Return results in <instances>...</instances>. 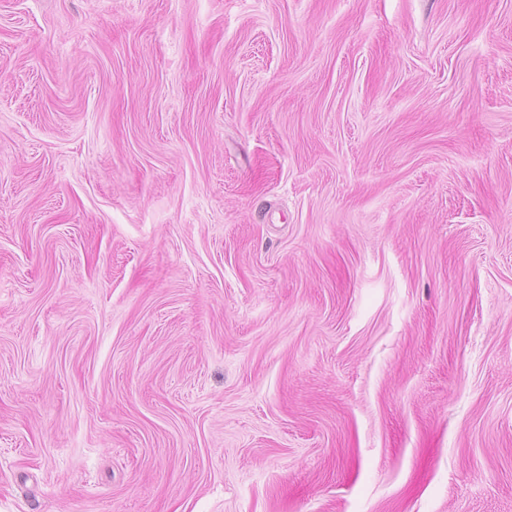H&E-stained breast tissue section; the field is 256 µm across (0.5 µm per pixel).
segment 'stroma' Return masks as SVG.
I'll return each mask as SVG.
<instances>
[{
    "instance_id": "1",
    "label": "stroma",
    "mask_w": 512,
    "mask_h": 512,
    "mask_svg": "<svg viewBox=\"0 0 512 512\" xmlns=\"http://www.w3.org/2000/svg\"><path fill=\"white\" fill-rule=\"evenodd\" d=\"M0 512H512V0H0Z\"/></svg>"
}]
</instances>
